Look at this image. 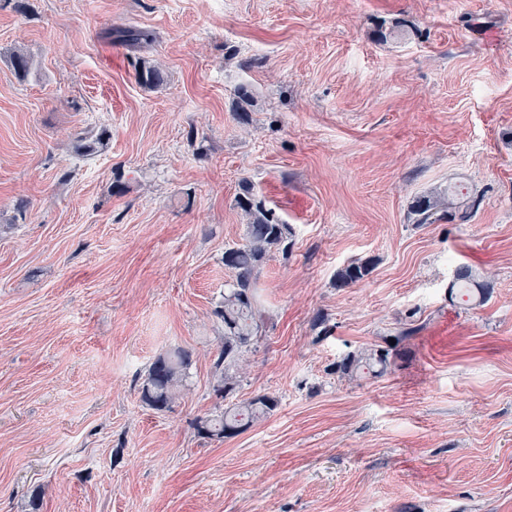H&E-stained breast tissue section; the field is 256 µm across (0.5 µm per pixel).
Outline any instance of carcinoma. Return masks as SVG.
I'll return each instance as SVG.
<instances>
[{
	"instance_id": "obj_1",
	"label": "carcinoma",
	"mask_w": 512,
	"mask_h": 512,
	"mask_svg": "<svg viewBox=\"0 0 512 512\" xmlns=\"http://www.w3.org/2000/svg\"><path fill=\"white\" fill-rule=\"evenodd\" d=\"M138 82L146 87L163 83V71L157 66H143L137 72ZM237 207L247 217L244 242L224 251V267L234 274V280L224 294V305L217 311L224 323V342L214 360L220 373L224 394L236 388L230 369L238 366L245 353L258 341L263 325V315L256 294L258 276L274 251H287L292 236L290 225L282 222L274 211L266 208L254 193V186L246 182L236 198ZM438 198L423 196L415 201L414 215L418 224H433L441 219ZM370 261L356 260L338 270L336 287L348 288L366 277ZM451 289L464 302L471 301L475 293L483 292L468 266L456 267ZM193 353L177 349L159 356L151 365L141 387V399L155 410H165L175 400L183 386L187 370L192 365ZM390 352L376 350L360 358L348 357L338 365L343 375L360 368L382 373L390 366ZM276 397L262 394L232 403L218 414L201 417L196 422L199 435L204 438L224 440L243 433L254 422L270 415L277 407Z\"/></svg>"
}]
</instances>
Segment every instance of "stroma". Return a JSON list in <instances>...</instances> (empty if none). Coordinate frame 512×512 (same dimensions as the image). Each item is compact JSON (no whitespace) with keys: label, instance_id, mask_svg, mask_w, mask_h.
<instances>
[{"label":"stroma","instance_id":"1","mask_svg":"<svg viewBox=\"0 0 512 512\" xmlns=\"http://www.w3.org/2000/svg\"><path fill=\"white\" fill-rule=\"evenodd\" d=\"M246 180L293 236L233 398L279 405L218 441ZM422 194L479 207L419 224ZM0 512H512V0H0ZM371 269L369 260H356L338 270L336 287L348 288L366 277ZM450 286L451 289H455L456 297L464 302H470L474 298L475 290L479 294L480 301L481 293L484 290L482 285L476 281L472 269L465 265L456 267ZM192 360L193 353L185 349L159 356L152 363L141 387L142 401L155 410L169 408L183 386ZM390 352L389 350H376L360 358L348 357L343 360L339 365L337 372L342 375H349L360 368L371 370V372H384L390 366ZM378 367L377 370H374Z\"/></svg>","mask_w":512,"mask_h":512}]
</instances>
